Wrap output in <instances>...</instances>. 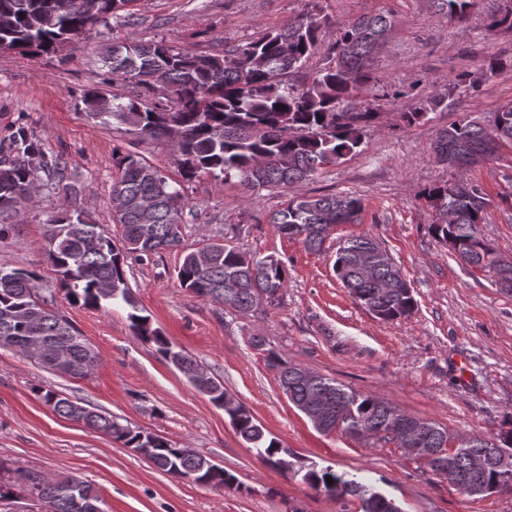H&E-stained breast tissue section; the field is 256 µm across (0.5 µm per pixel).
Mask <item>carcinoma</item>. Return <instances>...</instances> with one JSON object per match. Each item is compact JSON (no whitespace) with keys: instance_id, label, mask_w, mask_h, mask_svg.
<instances>
[{"instance_id":"cac0c4a2","label":"carcinoma","mask_w":512,"mask_h":512,"mask_svg":"<svg viewBox=\"0 0 512 512\" xmlns=\"http://www.w3.org/2000/svg\"><path fill=\"white\" fill-rule=\"evenodd\" d=\"M88 0H0V47L19 50L57 46L86 27L106 21L133 0H96L94 12ZM436 11L450 18L466 19L473 0H431ZM328 17L316 9L302 14L245 44L224 47L221 54L193 55L161 41L143 42L129 36L103 47L101 62L113 82H129L145 90L103 103L90 91L83 98L87 118L108 124L116 121L138 133L175 145L184 177L207 171L228 180L237 177L253 191L272 190L312 179L321 170L342 164L361 147L372 123L379 117L375 94L363 91L381 86L371 76L373 56L386 42L392 21L382 14L362 15L337 23L336 41L325 49V63L315 76L297 82L294 74L321 49L319 33ZM504 68L491 61L479 73H461L443 91L435 90L421 106L402 113L409 124L424 119L438 108L448 107L452 94L472 96L482 83ZM162 90L153 98L149 93ZM286 106L282 110L278 105ZM499 139L512 149V101L500 106L493 118ZM17 155L0 166V233L18 221L29 188L37 181V169H50L64 178L66 162L60 157L38 155L23 130L16 135ZM498 156L488 142L485 119L465 117L442 128L434 143L436 163L462 169ZM119 176L113 181L111 200H122L123 209L112 210V222L120 225L114 240L103 225L80 211L62 207L47 225L45 255L68 294L85 306L123 302L134 335L157 346V352L173 365L210 403L224 410L235 433L268 465L283 473L302 475L312 486L338 498L359 501L361 512H400L391 499L379 500L374 487L357 476L347 478L330 469L318 470L298 460L275 437H267L262 425L242 404L225 407L231 394L213 375L197 379L192 373L201 364L183 349L168 342L152 327L149 317L137 310L126 277L127 260L150 256L182 246L184 204L180 191L157 168L131 154L116 158ZM439 214L430 225L432 237L449 247L470 267L491 274L494 283L512 292V263L503 264L492 244L481 234L485 211L490 206L483 189L463 178L435 183L424 193ZM362 201L348 194L295 196L270 217L276 230L300 240L319 252L332 224L360 222ZM370 235L347 238L336 250L334 271L349 296L373 316L395 321L410 316L416 300L410 288L383 291L390 280L402 275L397 262L385 254L369 269L361 259L376 248ZM209 261L196 260L187 252L177 271L181 287L219 303L229 301L249 312L261 304L276 305L287 288L283 262L267 261L224 242L205 245ZM39 275L33 270L0 268V339L35 358L45 370L73 378L89 375L99 364L98 353L69 321L50 308L40 296ZM267 364L278 371L281 389L302 413L320 414L317 430L339 428L353 435L401 445V432L414 416L377 396L361 394L332 378L311 372L300 376V366L270 351ZM44 404L56 415L83 423L87 428L131 448L153 466L176 479L222 490L237 482L231 472L189 448L120 423L112 415L59 391L38 388ZM424 447L438 449L424 460L436 474L448 479L467 497L512 493V468L503 469L489 459L480 467L475 460L493 448L512 458V428L485 436L467 437L460 443L445 427L428 423ZM331 478L333 483L326 482ZM26 491L45 507V512H75L74 499L85 505L104 504L97 490L76 476L61 480L18 469L15 481H0V502L14 496V487Z\"/></svg>"}]
</instances>
